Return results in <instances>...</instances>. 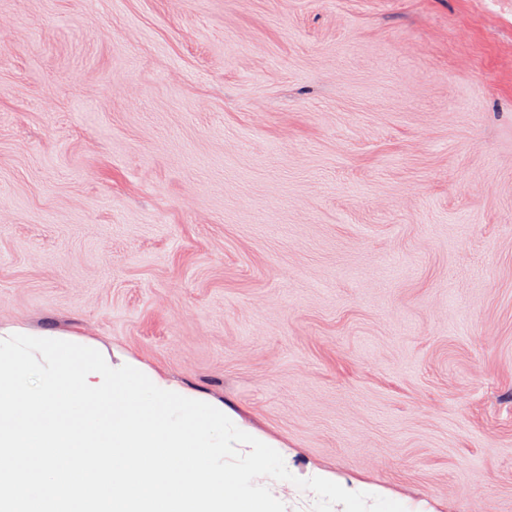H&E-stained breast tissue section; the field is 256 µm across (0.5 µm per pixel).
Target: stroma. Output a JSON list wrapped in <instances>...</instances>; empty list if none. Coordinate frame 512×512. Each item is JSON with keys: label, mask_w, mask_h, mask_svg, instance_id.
Segmentation results:
<instances>
[{"label": "stroma", "mask_w": 512, "mask_h": 512, "mask_svg": "<svg viewBox=\"0 0 512 512\" xmlns=\"http://www.w3.org/2000/svg\"><path fill=\"white\" fill-rule=\"evenodd\" d=\"M16 321L512 512V0H0Z\"/></svg>", "instance_id": "1"}]
</instances>
